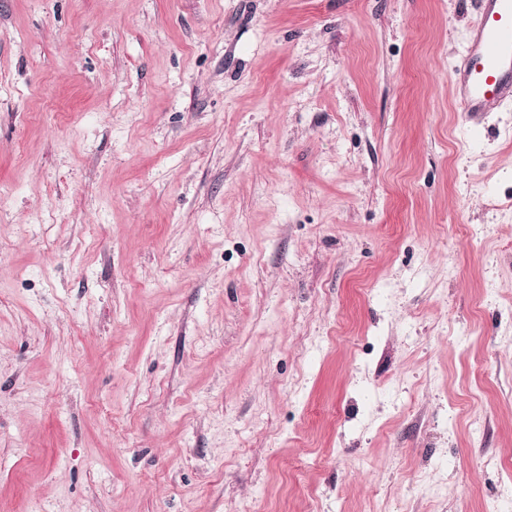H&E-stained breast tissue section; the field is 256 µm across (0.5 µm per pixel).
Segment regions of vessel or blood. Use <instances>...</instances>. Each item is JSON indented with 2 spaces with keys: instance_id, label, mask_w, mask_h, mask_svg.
Wrapping results in <instances>:
<instances>
[{
  "instance_id": "vessel-or-blood-1",
  "label": "vessel or blood",
  "mask_w": 512,
  "mask_h": 512,
  "mask_svg": "<svg viewBox=\"0 0 512 512\" xmlns=\"http://www.w3.org/2000/svg\"><path fill=\"white\" fill-rule=\"evenodd\" d=\"M477 22L451 73L455 111L480 122L512 103V0H476Z\"/></svg>"
}]
</instances>
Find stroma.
I'll use <instances>...</instances> for the list:
<instances>
[{"label": "stroma", "mask_w": 512, "mask_h": 512, "mask_svg": "<svg viewBox=\"0 0 512 512\" xmlns=\"http://www.w3.org/2000/svg\"><path fill=\"white\" fill-rule=\"evenodd\" d=\"M476 20L0 0V512H512Z\"/></svg>", "instance_id": "35a3bbf8"}]
</instances>
